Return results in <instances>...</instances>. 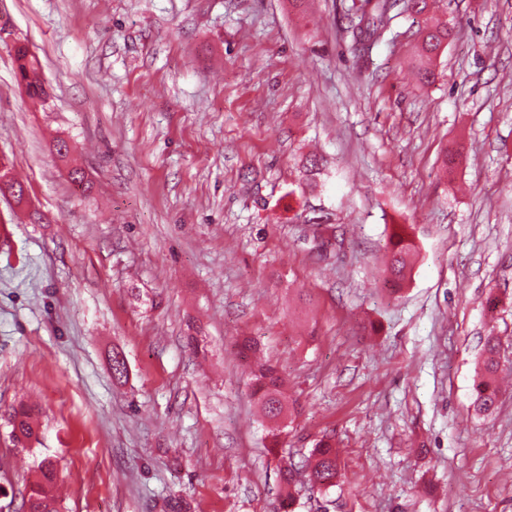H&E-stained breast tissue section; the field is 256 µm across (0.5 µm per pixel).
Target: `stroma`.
Listing matches in <instances>:
<instances>
[{"instance_id":"1","label":"stroma","mask_w":512,"mask_h":512,"mask_svg":"<svg viewBox=\"0 0 512 512\" xmlns=\"http://www.w3.org/2000/svg\"><path fill=\"white\" fill-rule=\"evenodd\" d=\"M353 3L0 0V159L44 216L0 196V512L47 456L59 512H278L246 337L297 401L279 455L341 450L295 512H512V0H440L429 85L411 17L359 51ZM398 224L420 257L396 298ZM489 336L504 379L480 415ZM17 60V78L27 97L33 102H45L48 91L39 71L38 61L25 46L15 50ZM9 423L12 426L11 436L13 441L24 445L35 434V422L31 408L20 403L13 408L10 414ZM307 465V484L311 490L325 492L336 486L342 476L336 448L329 438H322L315 443Z\"/></svg>"}]
</instances>
